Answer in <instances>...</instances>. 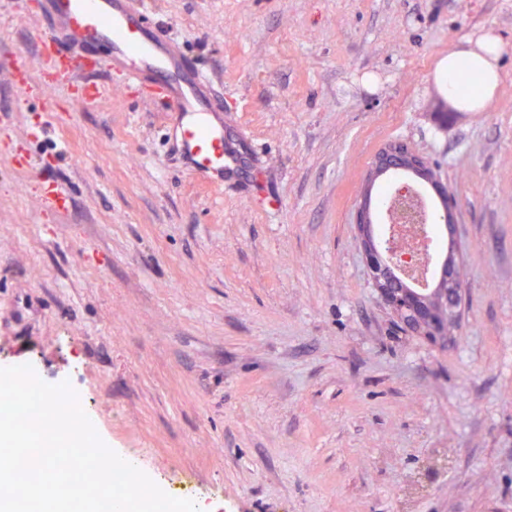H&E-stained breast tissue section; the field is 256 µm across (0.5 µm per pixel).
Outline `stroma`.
I'll use <instances>...</instances> for the list:
<instances>
[{
    "instance_id": "1",
    "label": "stroma",
    "mask_w": 512,
    "mask_h": 512,
    "mask_svg": "<svg viewBox=\"0 0 512 512\" xmlns=\"http://www.w3.org/2000/svg\"><path fill=\"white\" fill-rule=\"evenodd\" d=\"M156 8L223 83L249 175L197 178L120 74L96 104L38 96L36 0L0 11V62L27 63L0 73V366L70 382L107 447L217 512H512V0ZM488 32L499 87L460 105L438 64ZM394 141L457 199L441 344L381 300L355 224Z\"/></svg>"
}]
</instances>
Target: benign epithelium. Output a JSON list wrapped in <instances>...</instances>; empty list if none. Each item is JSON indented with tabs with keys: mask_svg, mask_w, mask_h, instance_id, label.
<instances>
[{
	"mask_svg": "<svg viewBox=\"0 0 512 512\" xmlns=\"http://www.w3.org/2000/svg\"><path fill=\"white\" fill-rule=\"evenodd\" d=\"M371 171L374 177L386 174L397 178L413 174L427 179L430 175L428 161L400 143H390L382 148L374 157ZM405 193L404 186L394 188V198L405 216V223L417 224L419 219L411 203L404 198ZM438 196L444 221L448 222L449 249L433 288H409L400 280L401 272L417 264V259L412 253L402 251L394 236L381 238L375 233L369 192L358 208L356 224L362 235L370 277L379 296L396 311L409 329L445 340L448 325L457 317L463 283L459 275V253L454 245L455 198L446 189L439 190Z\"/></svg>",
	"mask_w": 512,
	"mask_h": 512,
	"instance_id": "obj_1",
	"label": "benign epithelium"
}]
</instances>
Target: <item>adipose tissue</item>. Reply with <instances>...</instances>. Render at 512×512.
<instances>
[{
    "label": "adipose tissue",
    "instance_id": "adipose-tissue-1",
    "mask_svg": "<svg viewBox=\"0 0 512 512\" xmlns=\"http://www.w3.org/2000/svg\"><path fill=\"white\" fill-rule=\"evenodd\" d=\"M499 50L498 38L486 35L477 40L475 47L450 52L438 66L440 77L449 88V97H456L459 82L470 73L479 78L477 95L481 104L490 103L500 81Z\"/></svg>",
    "mask_w": 512,
    "mask_h": 512
}]
</instances>
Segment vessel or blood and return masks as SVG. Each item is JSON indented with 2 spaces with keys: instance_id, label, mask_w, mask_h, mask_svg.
<instances>
[{
  "instance_id": "obj_1",
  "label": "vessel or blood",
  "mask_w": 512,
  "mask_h": 512,
  "mask_svg": "<svg viewBox=\"0 0 512 512\" xmlns=\"http://www.w3.org/2000/svg\"><path fill=\"white\" fill-rule=\"evenodd\" d=\"M152 12V0H41L39 16L52 34L47 70L81 99L95 102L100 99L92 78L96 71L120 73L131 84L152 82L191 170L220 184L238 181L244 159L224 135L223 88ZM100 45L107 46V54L93 58Z\"/></svg>"
}]
</instances>
